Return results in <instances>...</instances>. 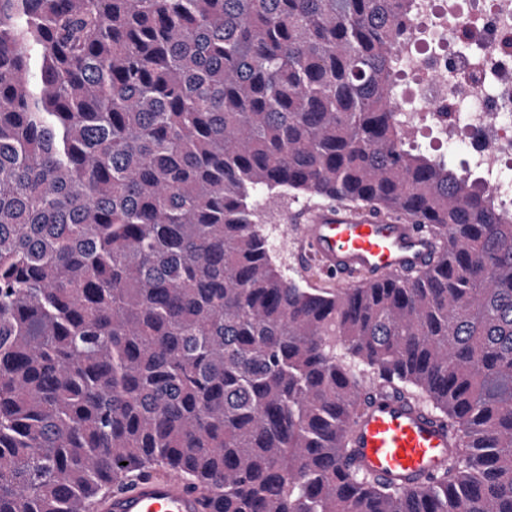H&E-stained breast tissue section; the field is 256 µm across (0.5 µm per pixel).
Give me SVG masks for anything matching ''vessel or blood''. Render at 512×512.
Here are the masks:
<instances>
[{
    "label": "vessel or blood",
    "mask_w": 512,
    "mask_h": 512,
    "mask_svg": "<svg viewBox=\"0 0 512 512\" xmlns=\"http://www.w3.org/2000/svg\"><path fill=\"white\" fill-rule=\"evenodd\" d=\"M307 247L318 256L338 287L359 279L379 281L429 267L437 255L430 230L406 219L330 204L303 228ZM358 419L352 446L360 468L413 488L418 477L434 471L455 442L447 428L421 406L378 390ZM97 512H216L215 502L191 488L176 471L137 475L133 490L114 489Z\"/></svg>",
    "instance_id": "vessel-or-blood-1"
}]
</instances>
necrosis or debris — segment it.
Returning a JSON list of instances; mask_svg holds the SVG:
<instances>
[{
	"label": "necrosis or debris",
	"instance_id": "necrosis-or-debris-1",
	"mask_svg": "<svg viewBox=\"0 0 512 512\" xmlns=\"http://www.w3.org/2000/svg\"><path fill=\"white\" fill-rule=\"evenodd\" d=\"M399 57L413 121L512 207V0H418Z\"/></svg>",
	"mask_w": 512,
	"mask_h": 512
}]
</instances>
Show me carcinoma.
Returning <instances> with one entry per match:
<instances>
[{
  "label": "carcinoma",
  "instance_id": "1",
  "mask_svg": "<svg viewBox=\"0 0 512 512\" xmlns=\"http://www.w3.org/2000/svg\"><path fill=\"white\" fill-rule=\"evenodd\" d=\"M415 0H0V512L178 469L218 512H512V209L412 153ZM428 225L320 291L251 194ZM450 426L416 491L355 465L365 386Z\"/></svg>",
  "mask_w": 512,
  "mask_h": 512
}]
</instances>
